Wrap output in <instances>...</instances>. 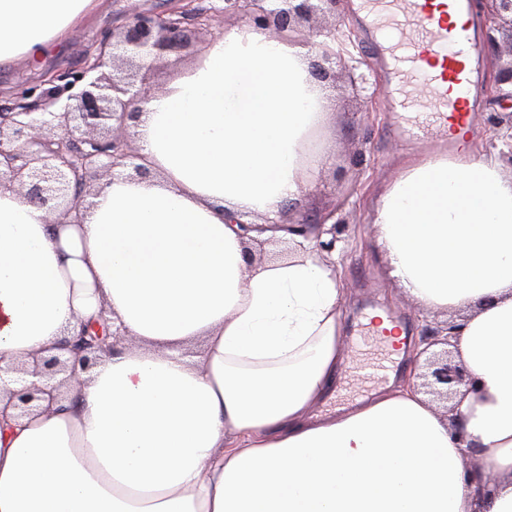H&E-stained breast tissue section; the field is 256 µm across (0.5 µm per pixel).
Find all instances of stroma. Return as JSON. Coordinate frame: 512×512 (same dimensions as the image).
<instances>
[{
  "mask_svg": "<svg viewBox=\"0 0 512 512\" xmlns=\"http://www.w3.org/2000/svg\"><path fill=\"white\" fill-rule=\"evenodd\" d=\"M106 4L104 12L72 32L62 55L50 58V65L60 68L80 66L87 46L105 31L118 27L130 5L162 11L172 7L174 0H106ZM353 14V0H339L336 35L351 37L355 56L370 66L378 83H385L380 61L369 53L366 33L354 23ZM470 23L481 35L477 55L480 80L474 86L470 105L473 121L463 146L449 144L447 136L432 128L423 131L415 141L390 136L387 129L396 123L398 115L392 111L388 100L370 105L356 99L342 73L327 83L332 106L325 146L333 153L334 162L323 172L318 189L304 199L301 210L324 213L334 209L349 225V245L341 255L340 267L346 296L342 343L349 354V363L336 382L337 392L330 399V406L350 405L388 382L387 376L369 371L371 363L383 360L386 353L382 340L373 335L365 323L369 312H390L413 337L420 336L425 325H442L466 316L462 310L443 312L425 308L389 278L374 244L375 226L371 222V212L384 187L415 164L430 158H453L463 149L477 156L493 152V134L486 119L493 112H512V102L503 99V90L497 81L500 70L512 65V34L505 30L496 31V41L491 44L483 38V19L474 16ZM239 24V18L229 17L210 30L192 32L187 47L174 53L168 63L152 73L151 86L165 88L183 69L201 57L213 35ZM355 156L363 160L357 175L349 168V161ZM301 210L291 211V218H299Z\"/></svg>",
  "mask_w": 512,
  "mask_h": 512,
  "instance_id": "1",
  "label": "stroma"
}]
</instances>
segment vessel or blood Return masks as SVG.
Here are the masks:
<instances>
[{
    "label": "vessel or blood",
    "instance_id": "1",
    "mask_svg": "<svg viewBox=\"0 0 512 512\" xmlns=\"http://www.w3.org/2000/svg\"><path fill=\"white\" fill-rule=\"evenodd\" d=\"M358 9L385 50L396 111L423 114L434 126L469 123L468 61L478 52V36L461 21L467 0H443L438 7L431 0H359Z\"/></svg>",
    "mask_w": 512,
    "mask_h": 512
}]
</instances>
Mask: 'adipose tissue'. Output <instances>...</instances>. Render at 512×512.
<instances>
[{
  "label": "adipose tissue",
  "instance_id": "1",
  "mask_svg": "<svg viewBox=\"0 0 512 512\" xmlns=\"http://www.w3.org/2000/svg\"><path fill=\"white\" fill-rule=\"evenodd\" d=\"M103 5L0 0V66L41 67ZM311 59L254 26L213 37L140 105L152 178L103 185L82 223L0 189V366L56 354L103 304L137 341L50 410L0 415V512H512V179L498 157L420 162L373 214L390 278L424 307L469 312L454 356L479 391L456 418L400 383L317 414L347 362L336 261L301 236L245 259L236 218L280 220L333 162Z\"/></svg>",
  "mask_w": 512,
  "mask_h": 512
}]
</instances>
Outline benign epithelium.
Here are the masks:
<instances>
[{"mask_svg": "<svg viewBox=\"0 0 512 512\" xmlns=\"http://www.w3.org/2000/svg\"><path fill=\"white\" fill-rule=\"evenodd\" d=\"M338 0H196L167 12L143 11L132 6L121 30L104 35L87 51L80 70L69 72L48 67L37 82L18 93L13 107L0 109V187L14 189L28 202L49 215L71 217L81 223V208L101 183L121 173L142 179L151 176L145 157L133 147L126 131L136 121L139 108L151 89V73L161 67L167 53L180 48L190 29H210L228 16L284 37L296 24L309 21ZM121 61L130 67L123 76L103 72ZM349 74L353 92L373 102L381 95L377 82L348 65L342 56L321 45L320 59L312 63V75L325 82L336 70ZM281 229L296 235L315 233V248L330 255L341 253L348 223L332 210L324 215L302 217ZM458 323L429 326L414 343L415 360L439 344L451 345ZM126 336L111 329L105 309L81 324L77 336L66 339L60 349L66 354L31 357L11 369L18 389L9 390L7 405L25 417L57 401L77 372H90L100 356L120 352ZM424 386L452 400L461 388L477 390L471 373L444 355L426 361ZM32 381H27V378Z\"/></svg>", "mask_w": 512, "mask_h": 512, "instance_id": "obj_1", "label": "benign epithelium"}]
</instances>
